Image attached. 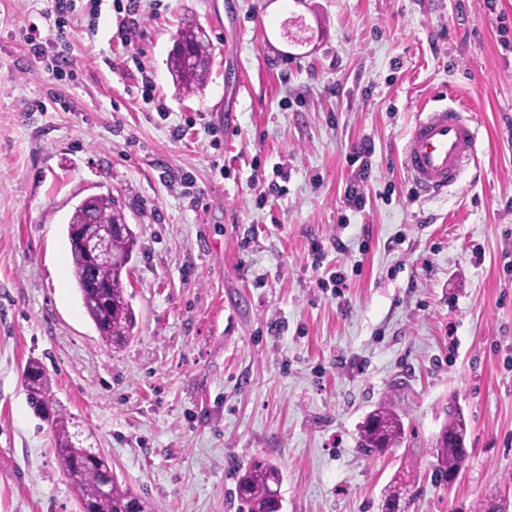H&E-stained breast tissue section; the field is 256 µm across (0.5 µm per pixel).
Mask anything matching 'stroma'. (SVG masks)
<instances>
[{
    "label": "stroma",
    "instance_id": "stroma-1",
    "mask_svg": "<svg viewBox=\"0 0 512 512\" xmlns=\"http://www.w3.org/2000/svg\"><path fill=\"white\" fill-rule=\"evenodd\" d=\"M126 4L75 0L64 48L50 0H0V512H80L32 358L158 512H243L258 458L282 470L280 512H381L404 450L406 512H512V0H142L128 40ZM190 23L213 61L185 96L167 59ZM445 87L477 153L418 197L402 151ZM96 194L139 236L117 348L65 237ZM384 401L405 439L369 454L360 424ZM451 404L467 458L447 487L429 450Z\"/></svg>",
    "mask_w": 512,
    "mask_h": 512
}]
</instances>
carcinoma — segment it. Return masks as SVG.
<instances>
[{
    "label": "carcinoma",
    "instance_id": "carcinoma-1",
    "mask_svg": "<svg viewBox=\"0 0 512 512\" xmlns=\"http://www.w3.org/2000/svg\"><path fill=\"white\" fill-rule=\"evenodd\" d=\"M171 73L177 87L193 94L207 81L211 59L199 30L179 32L169 57ZM117 224L123 232L112 237V260L91 263L79 230L86 224ZM71 258V272L86 314L94 323L100 338L119 345L131 338L135 314L123 286L124 274L138 246L137 233L127 224L123 211L112 197L91 195L82 199L72 212L66 228ZM25 390L34 410L50 423L55 453L63 474L78 493L82 512H155L152 503L130 487L112 477L109 492L102 491L105 475L112 471L108 457L98 448L84 445L81 434L70 430L72 422L55 399L49 374L40 362L31 360L23 369ZM466 421L460 410H448L431 454L440 481L459 472L467 452ZM401 415L388 403L381 404L361 427V446L373 454H382L403 441ZM414 468L406 463L400 467L385 489L388 501H406L413 485ZM280 468L266 460L253 461L238 478V493L246 512H276L281 501Z\"/></svg>",
    "mask_w": 512,
    "mask_h": 512
}]
</instances>
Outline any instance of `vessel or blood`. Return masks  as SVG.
Masks as SVG:
<instances>
[{
    "mask_svg": "<svg viewBox=\"0 0 512 512\" xmlns=\"http://www.w3.org/2000/svg\"><path fill=\"white\" fill-rule=\"evenodd\" d=\"M477 135L464 107L443 104L422 108L404 149L414 191L421 196L445 192L473 157Z\"/></svg>",
    "mask_w": 512,
    "mask_h": 512,
    "instance_id": "b4317fda",
    "label": "vessel or blood"
}]
</instances>
